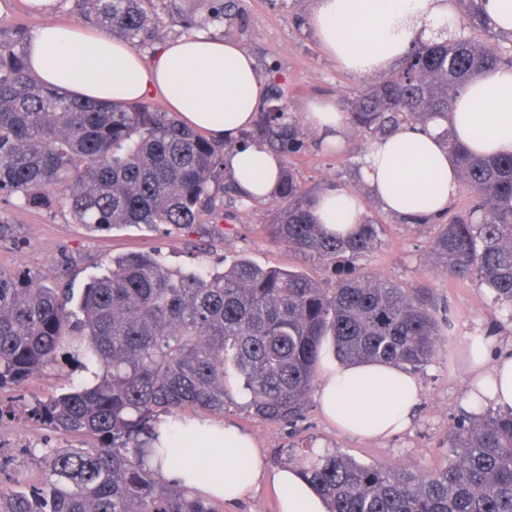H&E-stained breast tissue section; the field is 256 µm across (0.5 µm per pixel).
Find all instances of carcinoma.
Returning a JSON list of instances; mask_svg holds the SVG:
<instances>
[{
    "instance_id": "1",
    "label": "carcinoma",
    "mask_w": 512,
    "mask_h": 512,
    "mask_svg": "<svg viewBox=\"0 0 512 512\" xmlns=\"http://www.w3.org/2000/svg\"><path fill=\"white\" fill-rule=\"evenodd\" d=\"M170 0H75L83 18L133 49L159 36ZM464 3L468 35L415 42L399 68L345 103L352 124L377 140L403 123L447 117L466 84L512 66L506 36ZM233 0L190 17L201 27ZM25 27L0 29V197L26 208L59 206L93 231L123 224L191 230L224 219L217 193L225 145L145 102L93 103L37 82L27 71ZM271 86L251 137L286 154L301 130ZM454 155L468 209L431 245L435 268L489 288L512 310V154L483 156L440 131ZM313 195L284 169L271 237L333 260L377 241L374 224L347 237L313 222ZM423 286L341 273L326 288L296 270L240 258L223 271L184 272L157 255L112 258L79 296L24 270H0V391L19 388L68 356L82 376L29 414L81 440L79 447L25 448L41 478L25 489L0 482V512H218L210 499L161 481L146 463L155 424L186 408L224 412L234 377L256 416L293 425L305 416L324 346L346 363L420 371L437 355L443 328ZM453 454L430 473L364 464L336 452L290 456L329 512H512V409L462 417L448 433Z\"/></svg>"
}]
</instances>
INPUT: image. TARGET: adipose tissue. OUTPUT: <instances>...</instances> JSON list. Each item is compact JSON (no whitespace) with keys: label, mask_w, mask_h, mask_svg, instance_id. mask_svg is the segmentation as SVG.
I'll use <instances>...</instances> for the list:
<instances>
[{"label":"adipose tissue","mask_w":512,"mask_h":512,"mask_svg":"<svg viewBox=\"0 0 512 512\" xmlns=\"http://www.w3.org/2000/svg\"><path fill=\"white\" fill-rule=\"evenodd\" d=\"M47 22L32 36L29 71L43 84L84 100L144 101L163 96L170 112L215 143L232 142L224 166L237 189L255 199L278 190L283 162L260 145H241L267 95L250 53L231 38L198 33L158 45L143 57L108 32L83 24L59 25L52 17L60 0H26ZM323 52L345 73L366 77L393 66L414 40L453 34L460 16L450 0H314L309 16ZM297 120L324 143L342 142L349 115L336 102H310ZM456 139L482 155L512 153V67L487 70L469 82L448 115ZM364 183L376 203L401 218L445 213L460 182L454 158L438 137L437 122L404 125L368 149ZM313 219L331 234L353 232L365 221L358 195L342 187L315 197ZM485 347L472 353L475 384L487 400L512 407V355L487 364ZM421 396L417 378L392 364L330 363L317 397L324 416L342 432L364 439L386 438L411 421ZM179 440H172V430ZM162 457L149 463L166 481L200 490L216 500L246 498L270 478L279 512H327L323 497L293 467L266 474L254 438L234 425L209 418H167L157 426ZM207 481H198L199 472Z\"/></svg>","instance_id":"adipose-tissue-1"}]
</instances>
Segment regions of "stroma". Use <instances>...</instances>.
Masks as SVG:
<instances>
[{"instance_id":"1","label":"stroma","mask_w":512,"mask_h":512,"mask_svg":"<svg viewBox=\"0 0 512 512\" xmlns=\"http://www.w3.org/2000/svg\"><path fill=\"white\" fill-rule=\"evenodd\" d=\"M237 4V18L212 22L206 30L241 43L253 57L258 74L283 90L289 111H304L308 102L319 98L341 104L361 90L363 79L340 70L320 49L307 24L313 0H237ZM344 140L342 149H330L309 131L302 146L284 160L302 190L319 193L345 187L357 193L367 221L377 225L375 248L346 258V266L402 286H426L438 307H449L452 328L443 336L434 360L417 373L421 402L404 431L384 440H367L337 430L313 397L297 426L263 420L246 409V399L232 381L218 419L250 433L271 470L279 469L281 451L309 440L319 452L329 449L365 464L406 466L428 473L449 460L452 450L445 437L458 418L471 410L467 350L472 340L479 336L495 352H512V316L495 303L486 287L454 281L435 270L431 245L439 220L410 222L384 212L360 178L359 165L372 144L370 137L351 126ZM223 201L222 222L200 224L190 232L165 224H131L93 232L60 210L24 209L0 200V216L12 224L10 238L0 242V270H27L45 277L49 284L78 292L105 274L113 257L136 251L157 253L166 264L184 269L220 267L242 256L263 267L294 268L335 283L330 261L274 242L268 229L272 221L268 202L248 201L231 191L225 192ZM78 376L75 364L64 360L33 376L21 389L0 393V402L15 409L14 418L0 422V445L7 447L13 469L27 481H36L38 473L28 466L22 448H38L46 442L63 447L71 439L30 420L24 408L49 394L68 391Z\"/></svg>"}]
</instances>
